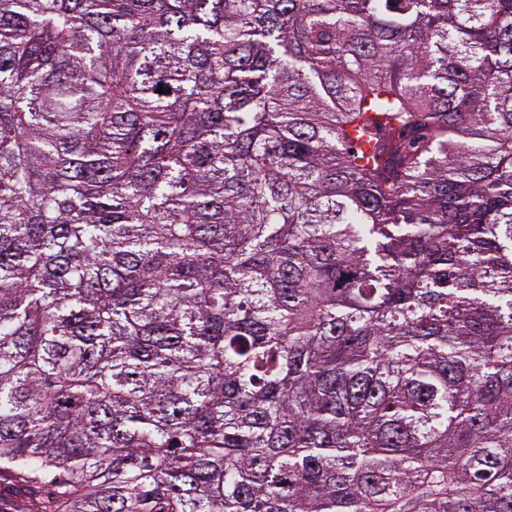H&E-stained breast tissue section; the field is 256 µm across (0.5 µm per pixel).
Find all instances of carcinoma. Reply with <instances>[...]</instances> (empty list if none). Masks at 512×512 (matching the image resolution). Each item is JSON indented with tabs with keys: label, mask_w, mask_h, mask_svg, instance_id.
I'll list each match as a JSON object with an SVG mask.
<instances>
[{
	"label": "carcinoma",
	"mask_w": 512,
	"mask_h": 512,
	"mask_svg": "<svg viewBox=\"0 0 512 512\" xmlns=\"http://www.w3.org/2000/svg\"><path fill=\"white\" fill-rule=\"evenodd\" d=\"M4 482L512 512V0H0Z\"/></svg>",
	"instance_id": "carcinoma-1"
}]
</instances>
